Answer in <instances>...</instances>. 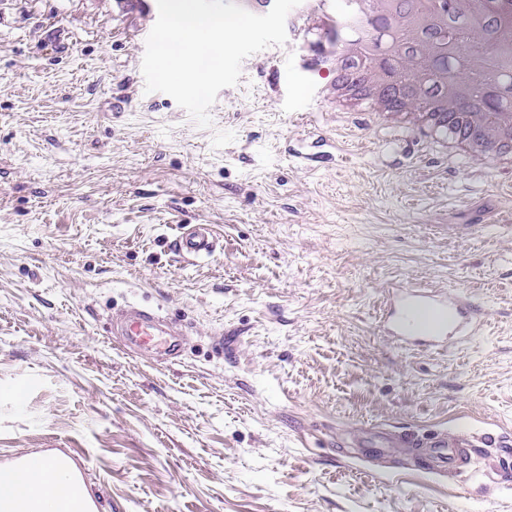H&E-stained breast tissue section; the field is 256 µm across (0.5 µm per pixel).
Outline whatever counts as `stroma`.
Instances as JSON below:
<instances>
[{"instance_id": "1", "label": "stroma", "mask_w": 512, "mask_h": 512, "mask_svg": "<svg viewBox=\"0 0 512 512\" xmlns=\"http://www.w3.org/2000/svg\"><path fill=\"white\" fill-rule=\"evenodd\" d=\"M113 0H0V465L64 454L97 512H512L498 449L461 474L381 432L512 436V169L342 112L301 42L246 58L199 127L146 92ZM220 245L189 261L182 224ZM470 297L478 335L399 349L402 284ZM183 325L125 351L113 307Z\"/></svg>"}]
</instances>
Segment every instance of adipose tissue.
<instances>
[{
    "mask_svg": "<svg viewBox=\"0 0 512 512\" xmlns=\"http://www.w3.org/2000/svg\"><path fill=\"white\" fill-rule=\"evenodd\" d=\"M70 477L41 468L19 473L0 466V512H81V501L67 490Z\"/></svg>",
    "mask_w": 512,
    "mask_h": 512,
    "instance_id": "ef3b65f1",
    "label": "adipose tissue"
}]
</instances>
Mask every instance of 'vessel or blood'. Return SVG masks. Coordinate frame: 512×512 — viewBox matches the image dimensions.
Listing matches in <instances>:
<instances>
[{
    "instance_id": "obj_1",
    "label": "vessel or blood",
    "mask_w": 512,
    "mask_h": 512,
    "mask_svg": "<svg viewBox=\"0 0 512 512\" xmlns=\"http://www.w3.org/2000/svg\"><path fill=\"white\" fill-rule=\"evenodd\" d=\"M219 240L212 225H182L173 241L174 250L187 259L211 256ZM483 323V314L459 291L434 294L416 286L396 288L390 299L386 327L400 346L421 344L438 349L455 346L476 333ZM112 334L125 348L147 351L173 360L182 352L181 324L158 310L128 304L113 311ZM485 437L449 440L447 434L436 433L423 444L426 467L431 471L461 470L473 449L486 445ZM500 456L493 469L495 480L512 481V440L499 441Z\"/></svg>"
}]
</instances>
